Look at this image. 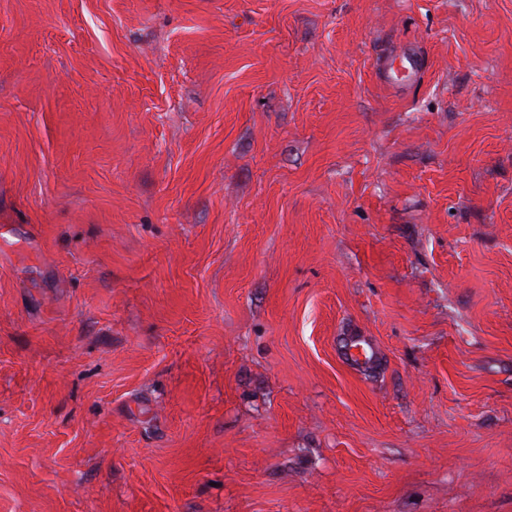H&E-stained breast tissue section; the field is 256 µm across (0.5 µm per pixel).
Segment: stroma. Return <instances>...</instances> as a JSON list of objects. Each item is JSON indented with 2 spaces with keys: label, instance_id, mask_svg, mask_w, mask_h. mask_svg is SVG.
Returning <instances> with one entry per match:
<instances>
[{
  "label": "stroma",
  "instance_id": "35a3bbf8",
  "mask_svg": "<svg viewBox=\"0 0 512 512\" xmlns=\"http://www.w3.org/2000/svg\"><path fill=\"white\" fill-rule=\"evenodd\" d=\"M1 224L0 512H512V0H0Z\"/></svg>",
  "mask_w": 512,
  "mask_h": 512
}]
</instances>
